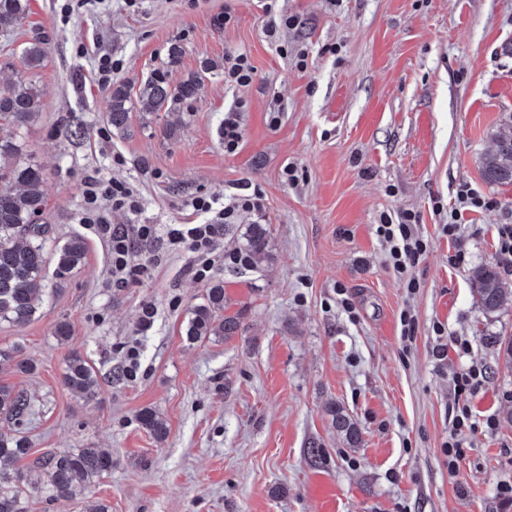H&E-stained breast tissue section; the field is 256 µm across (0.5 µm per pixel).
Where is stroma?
I'll return each instance as SVG.
<instances>
[{
    "label": "stroma",
    "mask_w": 512,
    "mask_h": 512,
    "mask_svg": "<svg viewBox=\"0 0 512 512\" xmlns=\"http://www.w3.org/2000/svg\"><path fill=\"white\" fill-rule=\"evenodd\" d=\"M63 3L31 0L28 20L0 36V84L33 32L47 42L36 75L43 112L25 152L43 170L53 243L79 236L88 246L65 278L47 268L51 293L37 320L0 322V346L33 366L0 374L31 399L21 429L30 457L110 452L111 474L82 495L109 512H512V360L501 346L512 308L485 316L470 282L476 266L499 265L497 228L512 224V186L481 176L493 133L512 114V55L502 50L512 0H279L295 23L273 38L260 0H98L67 15ZM174 43L182 57L170 68ZM238 53L255 68L246 87L224 83V57ZM102 54L120 60L112 80L134 99L162 70L170 84L192 73L203 84L176 110L135 108L125 130H111L108 90L94 79ZM236 106L243 137L228 154L224 114ZM290 166L293 184L283 176ZM92 176L133 189L138 213L112 214L129 226L202 224L193 197L258 192L262 210L226 225L217 248L237 250L247 225L263 224L269 258L215 265L204 282L193 254L160 238L149 248L151 277L114 287L107 243L80 222ZM466 189L486 207L462 208ZM402 211L416 214L428 242L413 291L376 233L381 214ZM454 212L455 242L442 231ZM217 280L241 328L189 342L190 310ZM147 303L157 315L146 328ZM405 312L416 322L409 342ZM62 320L65 343L54 334ZM446 338L468 351L438 360ZM132 345L140 366L128 377ZM75 351L96 371L95 398L64 382ZM472 366L485 377L452 472L450 385ZM336 405L356 422L359 447L336 432ZM148 408L164 418V440L141 427ZM312 441L322 448L314 461Z\"/></svg>",
    "instance_id": "1"
}]
</instances>
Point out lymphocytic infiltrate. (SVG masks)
<instances>
[{
    "label": "lymphocytic infiltrate",
    "instance_id": "f902f5d3",
    "mask_svg": "<svg viewBox=\"0 0 512 512\" xmlns=\"http://www.w3.org/2000/svg\"><path fill=\"white\" fill-rule=\"evenodd\" d=\"M84 208L82 223L88 224L110 249L112 260V283L124 287L136 283L149 273L150 265L136 261L135 242H154L158 235H165L173 246H185L197 253L200 262L194 276L205 279L213 269L210 260L217 239L223 235L224 227L243 211H258L262 208L259 194L229 196L224 206H216L214 198L204 196L194 198V210L210 214L211 220L205 224H140L135 234L113 226L111 214L115 211L135 212L139 204L130 187L115 180L88 179L83 192ZM418 219L414 213L402 212L397 217L382 216L376 228L377 235L388 247V260L394 271L401 277H408L411 268L427 251V243L417 231ZM483 379L481 369L472 367L456 374L452 379L453 403L456 415L448 435V468L456 470L465 450L463 439L472 431V411L468 403Z\"/></svg>",
    "mask_w": 512,
    "mask_h": 512
}]
</instances>
